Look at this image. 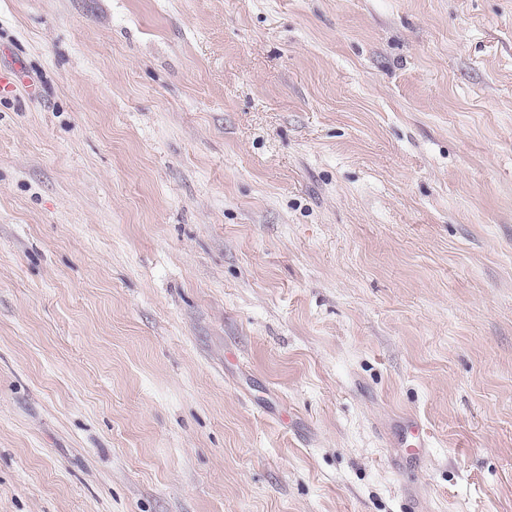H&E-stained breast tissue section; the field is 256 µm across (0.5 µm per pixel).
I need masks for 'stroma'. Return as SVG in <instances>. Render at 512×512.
I'll return each instance as SVG.
<instances>
[{
  "label": "stroma",
  "mask_w": 512,
  "mask_h": 512,
  "mask_svg": "<svg viewBox=\"0 0 512 512\" xmlns=\"http://www.w3.org/2000/svg\"><path fill=\"white\" fill-rule=\"evenodd\" d=\"M17 64L0 512H512V0H0Z\"/></svg>",
  "instance_id": "35a3bbf8"
}]
</instances>
